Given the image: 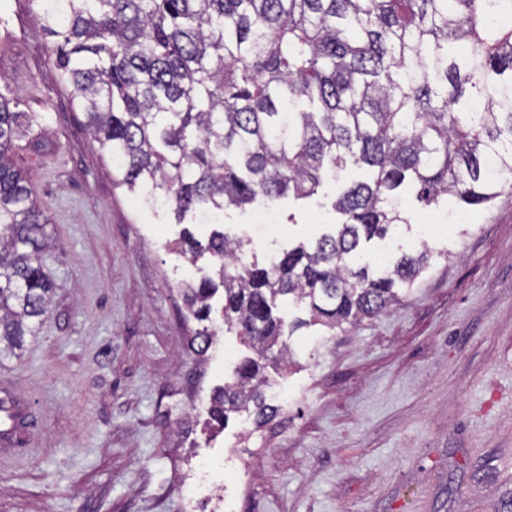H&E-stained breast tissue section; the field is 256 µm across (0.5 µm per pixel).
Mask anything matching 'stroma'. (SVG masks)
Listing matches in <instances>:
<instances>
[{
	"instance_id": "stroma-1",
	"label": "stroma",
	"mask_w": 512,
	"mask_h": 512,
	"mask_svg": "<svg viewBox=\"0 0 512 512\" xmlns=\"http://www.w3.org/2000/svg\"><path fill=\"white\" fill-rule=\"evenodd\" d=\"M0 40L14 46L0 94L27 114L14 160L48 218L57 284L40 333L0 360V385L27 401L24 444L0 456V512H185L188 474L219 461L222 496L200 492L199 512H512V189L462 217L402 192L407 224L368 253L427 250L430 266L357 326L283 336L289 358L266 373L276 419L222 427L210 396L250 349L219 322L204 357L184 351L198 323L182 286L211 261H191L180 234L203 240L210 225L113 180L36 0H0ZM368 178L350 165L312 197L220 221L261 259L329 229L338 186Z\"/></svg>"
}]
</instances>
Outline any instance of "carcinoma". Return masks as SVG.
Segmentation results:
<instances>
[{
  "mask_svg": "<svg viewBox=\"0 0 512 512\" xmlns=\"http://www.w3.org/2000/svg\"><path fill=\"white\" fill-rule=\"evenodd\" d=\"M56 38L61 82L112 158L116 181L161 191L177 223L262 198L316 194L347 162L368 181L346 186L334 231L262 262H237L243 239L184 236L214 274L184 287L204 354L223 292L224 328L240 360L212 419L273 414L267 363L286 361L278 301L309 323L358 324L399 300L429 266L403 254L377 269L366 243L406 223L398 190L460 208L494 201L512 181V0H39ZM25 113L0 95V357L21 354L52 302L43 270L48 224L10 155Z\"/></svg>",
  "mask_w": 512,
  "mask_h": 512,
  "instance_id": "1",
  "label": "carcinoma"
}]
</instances>
